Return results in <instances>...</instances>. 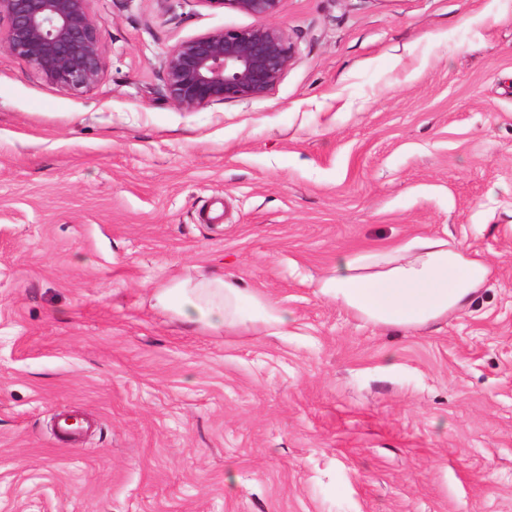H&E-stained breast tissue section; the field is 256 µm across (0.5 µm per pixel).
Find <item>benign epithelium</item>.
Listing matches in <instances>:
<instances>
[{
	"label": "benign epithelium",
	"instance_id": "benign-epithelium-1",
	"mask_svg": "<svg viewBox=\"0 0 512 512\" xmlns=\"http://www.w3.org/2000/svg\"><path fill=\"white\" fill-rule=\"evenodd\" d=\"M89 0H0V47L26 60L46 80L87 91L100 81L104 58L101 22ZM262 20L242 29H216L176 44L163 58L168 98L196 111L227 100L266 96L293 61L286 33L267 23L281 0H196Z\"/></svg>",
	"mask_w": 512,
	"mask_h": 512
}]
</instances>
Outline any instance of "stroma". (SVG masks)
Instances as JSON below:
<instances>
[{"mask_svg":"<svg viewBox=\"0 0 512 512\" xmlns=\"http://www.w3.org/2000/svg\"><path fill=\"white\" fill-rule=\"evenodd\" d=\"M89 10L90 90L0 48V512H512V0H281L280 83L195 112L162 58L257 18ZM416 236L489 265L464 311L398 331L320 294ZM202 272L287 333L158 307ZM64 411L94 431L60 442Z\"/></svg>","mask_w":512,"mask_h":512,"instance_id":"35a3bbf8","label":"stroma"}]
</instances>
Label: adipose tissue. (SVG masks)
I'll list each match as a JSON object with an SVG mask.
<instances>
[{
  "instance_id": "ef3b65f1",
  "label": "adipose tissue",
  "mask_w": 512,
  "mask_h": 512,
  "mask_svg": "<svg viewBox=\"0 0 512 512\" xmlns=\"http://www.w3.org/2000/svg\"><path fill=\"white\" fill-rule=\"evenodd\" d=\"M490 275L482 260L436 237H414L379 253L340 257L319 290L360 318L384 328L417 330L461 310ZM165 309L211 329L261 324L281 329L288 314L237 280L204 275L158 288Z\"/></svg>"
}]
</instances>
